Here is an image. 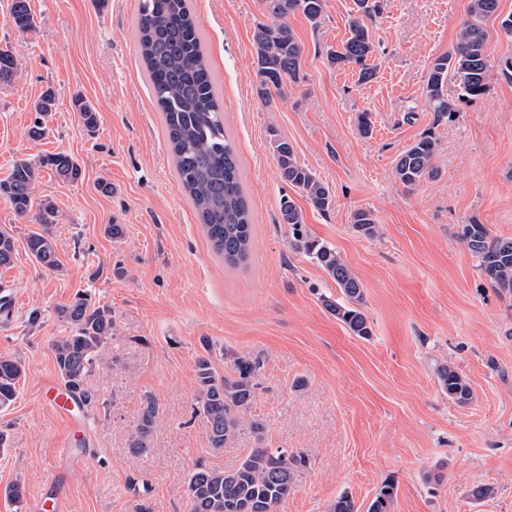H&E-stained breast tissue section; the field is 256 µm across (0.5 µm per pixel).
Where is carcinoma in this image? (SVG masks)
Instances as JSON below:
<instances>
[{
  "label": "carcinoma",
  "mask_w": 512,
  "mask_h": 512,
  "mask_svg": "<svg viewBox=\"0 0 512 512\" xmlns=\"http://www.w3.org/2000/svg\"><path fill=\"white\" fill-rule=\"evenodd\" d=\"M263 4L271 23L259 25L254 34V66L257 93L268 104L273 95L284 96L288 84L300 82L302 47L288 25V16L298 12L316 25L322 17L324 0H263ZM355 5L361 15L350 19L349 37L340 48L329 52L328 59L336 65L359 66V80L364 82L374 75L367 61L375 50L365 21L380 10V4L379 0H355ZM498 8L499 0H470L468 18L455 49L434 59L423 95L437 115L456 111L446 94L450 79L456 82L461 99L475 100L486 95L485 21ZM10 21L22 32L34 27L30 0H11ZM137 39L153 102L162 114L172 148L178 184L189 196L215 253L224 259L225 265L237 266L251 254L254 228L238 154L224 131L223 109L205 61L190 0H140ZM15 66L10 48H0V81H9ZM54 102V92L48 89L34 102L33 110L42 119L52 111ZM75 107L85 127L94 130L98 122L94 107L81 98L75 100ZM270 145L283 180L297 188L316 210L327 211L332 203L329 188L312 169L297 160L292 145L282 138L272 139ZM437 152L435 137L420 136L397 158L396 179L413 187L436 178ZM43 169L50 170L64 183H75L83 176L80 163L69 154H48L34 162L19 158L8 176L0 179V196L6 197L20 215L37 208L34 217L42 229L30 234L27 246L40 265L56 270L59 260L50 226L56 223L57 210L49 198L34 200L39 172ZM280 214L283 223L293 230L294 249L319 265L342 293L340 299H324L328 311L353 335H371L370 323L361 309L362 286L336 248L304 235L302 211L291 198L280 199ZM352 224L358 232L372 236L377 220L372 211L358 209L352 215ZM458 236L478 259V266L491 285L511 294L512 238L495 236L487 225L476 222L461 225ZM14 252V237L1 228L0 266L10 265ZM56 314L68 328V335L52 344L58 375L68 390L78 393L86 405L93 407L97 397L85 388V379L95 364L98 349L112 336V312L92 303L89 294L78 292ZM203 351L195 360L194 412L207 447L220 451L233 442L255 399L262 362L257 356H238L231 373L221 376L213 364L209 342H203ZM23 377L25 365L20 359L0 357V409L14 402ZM437 378L440 388L457 404L465 405L471 400V388L454 367L439 366ZM158 412L157 401L147 399L138 417L137 435L130 445L133 454L140 456L146 452V439ZM250 427L257 447L250 449L238 465L228 470L198 465L189 474L191 512H275L276 506L288 498L294 473L306 466L304 454L266 448L262 423L254 419ZM395 496L394 485H383L367 512H391Z\"/></svg>",
  "instance_id": "carcinoma-1"
}]
</instances>
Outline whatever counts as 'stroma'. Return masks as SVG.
Segmentation results:
<instances>
[{
  "mask_svg": "<svg viewBox=\"0 0 512 512\" xmlns=\"http://www.w3.org/2000/svg\"><path fill=\"white\" fill-rule=\"evenodd\" d=\"M138 2L31 0L36 26L21 34L9 23L11 0H0V48L18 64L16 77L0 82V178L14 160L49 153L72 155L83 169L75 183L42 172L36 190L58 209V270L27 249L32 216L0 197V229L16 240L12 264L0 268V289L13 298L10 319L0 320V356L26 368L14 403L0 410V512H29L56 481L65 512H190L196 465L228 469L256 445L244 425L213 451L192 417L205 339L220 372L236 355L261 357L249 416L264 425L266 447L308 459L276 512H328L344 493L367 512L387 482L397 490L392 512H512V295L490 286L458 237L473 221L512 237V79L501 71L512 39L498 21L512 0H500L486 22L488 94L462 102L449 83L457 110L448 117L428 107L422 87L433 60L455 46L469 0H380L370 25L376 76L363 84L352 67L327 60L348 36L353 0H325L315 25L289 16L302 79L268 105L253 66V36L268 21L261 0H191L251 204L253 249L238 268L214 252L177 184L138 52ZM49 89L48 134L34 140L32 105ZM78 96L97 111L95 131L83 125ZM428 131L439 142V175L406 189L395 161ZM274 133L328 186L331 209L317 211L281 179ZM103 179L111 192L100 190ZM284 194L301 208L308 236L336 246L361 282L369 337L351 335L323 305L340 290L293 250L279 212ZM359 209L373 212L375 236L353 228ZM109 224L122 226L121 238L105 234ZM80 290L111 310L115 328L85 379L101 405L88 436L72 440L40 389L57 374L52 343L67 333L56 310ZM34 309L43 313L35 330L26 322ZM443 364L471 387L468 404L442 392ZM149 396L160 410L148 453L135 458L129 446ZM143 475L146 493L132 484ZM15 482L18 503L3 494ZM479 484L493 496L471 500Z\"/></svg>",
  "mask_w": 512,
  "mask_h": 512,
  "instance_id": "obj_1",
  "label": "stroma"
}]
</instances>
